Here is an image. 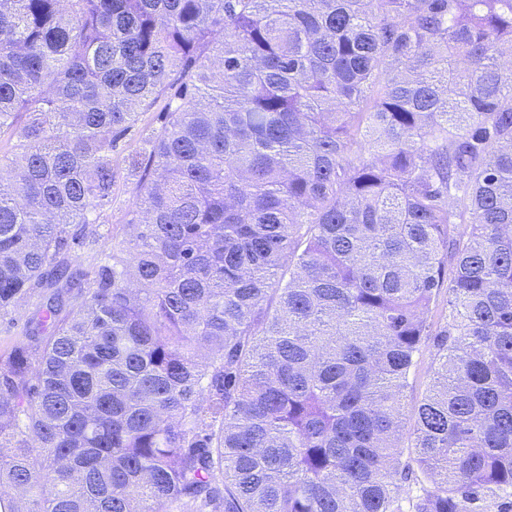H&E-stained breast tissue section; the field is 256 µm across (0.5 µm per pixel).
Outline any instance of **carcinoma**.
Wrapping results in <instances>:
<instances>
[{"instance_id":"obj_1","label":"carcinoma","mask_w":512,"mask_h":512,"mask_svg":"<svg viewBox=\"0 0 512 512\" xmlns=\"http://www.w3.org/2000/svg\"><path fill=\"white\" fill-rule=\"evenodd\" d=\"M506 55L512 0H0V512H512ZM116 180L120 187L121 194L115 204V206H117V210L114 212V216L112 218V222L114 223L119 221L122 214L119 213L118 208H127L131 206L130 199H132V191L138 182V173L135 169L124 164H120L116 168ZM448 314V294L445 290L441 292L432 313L429 314L431 323V335L424 339L416 363L409 375V387L406 398V420H404L403 438L408 439L412 428L413 420L410 415L414 407L423 397L430 382V367L434 362L436 354V333L444 325V317Z\"/></svg>"}]
</instances>
